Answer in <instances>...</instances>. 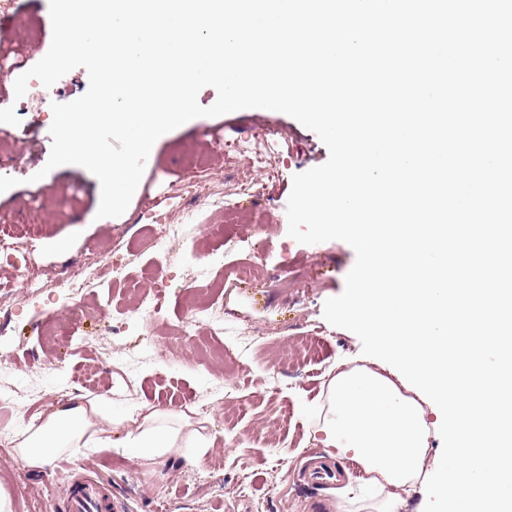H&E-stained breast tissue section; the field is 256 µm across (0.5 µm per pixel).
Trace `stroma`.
Masks as SVG:
<instances>
[{"label":"stroma","mask_w":512,"mask_h":512,"mask_svg":"<svg viewBox=\"0 0 512 512\" xmlns=\"http://www.w3.org/2000/svg\"><path fill=\"white\" fill-rule=\"evenodd\" d=\"M11 34L0 39V53L17 62L20 76L41 60L52 41L49 0H9L4 13ZM89 87L86 69L77 67L45 89L31 80L32 111L19 125L0 123V176L17 186L0 193V228H7L40 269L43 287L32 293L19 286L13 265L0 258V284L11 286L0 306L10 311V330L0 343L14 351L0 364V396L21 406L0 415V427L24 429L55 401L78 393L104 394L116 405H157L177 414L201 416L215 442L201 466L184 462L138 466L112 452L80 454L46 470L5 463L0 451V488L12 512H66L65 488L72 473L94 467L127 512H312L314 499L332 501L334 489L310 490L304 471L310 450L319 448L302 404L321 401L337 365H370L359 338L332 326L323 316L327 299L339 296L356 254L344 241L302 244L288 234L287 202L292 178L324 164L329 156L319 136L296 119L268 109H243L199 117L173 132L148 159L139 188L125 213L97 218V182L80 166L47 169L52 147V103H67ZM268 131L273 145L268 167L257 172L259 200L233 196L234 220L201 216L187 225L182 247L159 258L146 250L141 229L178 221L184 200L177 193L185 169H214L207 189L230 194L222 173L226 142ZM253 245L252 260L265 277L225 279L243 254L228 237ZM202 246L217 260L203 296L191 311L184 295L191 251ZM129 262L131 285L104 283L82 293L76 311L66 297L75 263ZM159 298L151 326L133 305L136 291ZM223 321V334L212 330ZM121 334H113L116 324ZM245 332L254 346L236 372L228 374L216 356L199 347L233 354V338ZM285 450L275 453L273 442ZM250 495H238L242 478Z\"/></svg>","instance_id":"stroma-1"}]
</instances>
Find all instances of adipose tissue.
Listing matches in <instances>:
<instances>
[{"instance_id": "ef3b65f1", "label": "adipose tissue", "mask_w": 512, "mask_h": 512, "mask_svg": "<svg viewBox=\"0 0 512 512\" xmlns=\"http://www.w3.org/2000/svg\"><path fill=\"white\" fill-rule=\"evenodd\" d=\"M213 437L184 431L179 415L149 404L115 407L104 396L48 405L13 440L10 456L29 469L53 466L78 452L112 449L136 463L203 462Z\"/></svg>"}]
</instances>
